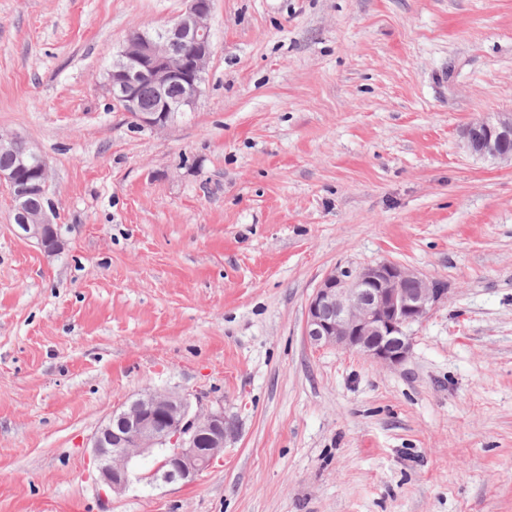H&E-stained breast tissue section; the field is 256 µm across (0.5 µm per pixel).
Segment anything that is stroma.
Wrapping results in <instances>:
<instances>
[{
  "mask_svg": "<svg viewBox=\"0 0 512 512\" xmlns=\"http://www.w3.org/2000/svg\"><path fill=\"white\" fill-rule=\"evenodd\" d=\"M185 0H0V134L46 157L61 245L0 185V512H512V0H213L195 106L132 128L105 74ZM448 285L401 364L314 347L337 266ZM148 390L238 434L124 493L90 438ZM467 150L479 157L512 163V113L496 112L470 124L464 132Z\"/></svg>",
  "mask_w": 512,
  "mask_h": 512,
  "instance_id": "obj_1",
  "label": "stroma"
}]
</instances>
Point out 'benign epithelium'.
<instances>
[{
  "label": "benign epithelium",
  "instance_id": "obj_1",
  "mask_svg": "<svg viewBox=\"0 0 512 512\" xmlns=\"http://www.w3.org/2000/svg\"><path fill=\"white\" fill-rule=\"evenodd\" d=\"M173 23L139 30L119 51L107 71L112 101L138 129H162L192 108L201 95L203 74L213 54L209 19L212 0H185ZM155 90V105L143 107L140 90ZM467 150L479 157L512 163V113L497 112L470 124ZM0 152L13 158L0 168V183L12 198L13 222L20 235L47 254L58 251L51 199L33 211L29 200L47 195L48 165L19 134L0 135ZM448 288L400 263L383 260L358 267H337L324 276L306 306L304 336L315 346H336L376 363L395 366L409 354L411 329L442 302ZM236 427L224 407L193 409L185 395L167 391L140 394L115 410L93 434L91 448L101 483L122 493L132 483L135 458L167 449L151 482L190 485L224 452Z\"/></svg>",
  "mask_w": 512,
  "mask_h": 512
}]
</instances>
